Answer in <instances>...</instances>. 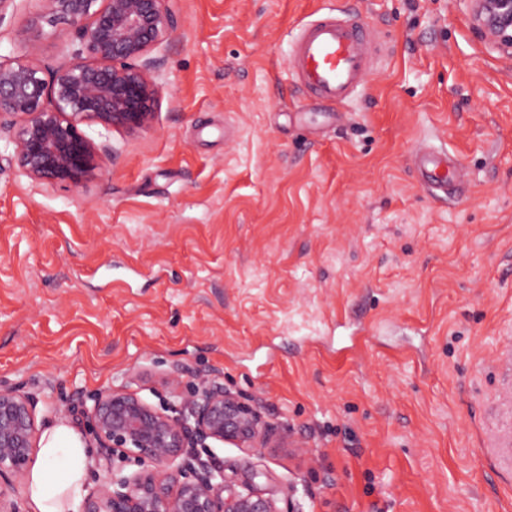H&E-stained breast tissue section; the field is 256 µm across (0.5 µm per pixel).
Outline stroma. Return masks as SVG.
<instances>
[{
	"instance_id": "35a3bbf8",
	"label": "stroma",
	"mask_w": 512,
	"mask_h": 512,
	"mask_svg": "<svg viewBox=\"0 0 512 512\" xmlns=\"http://www.w3.org/2000/svg\"><path fill=\"white\" fill-rule=\"evenodd\" d=\"M150 129L107 172L36 182L0 140V385L38 428H89L100 389L178 404L217 380L257 406L262 448L202 459L281 512H512V59L466 0H170ZM377 32L342 110L291 76L329 9ZM0 20V58L70 61ZM467 173L437 197L418 146ZM181 387V388H182Z\"/></svg>"
}]
</instances>
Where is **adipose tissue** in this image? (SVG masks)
<instances>
[{
	"label": "adipose tissue",
	"mask_w": 512,
	"mask_h": 512,
	"mask_svg": "<svg viewBox=\"0 0 512 512\" xmlns=\"http://www.w3.org/2000/svg\"><path fill=\"white\" fill-rule=\"evenodd\" d=\"M90 460L89 448L73 428L63 423L47 427L27 478L30 512H77Z\"/></svg>",
	"instance_id": "obj_1"
}]
</instances>
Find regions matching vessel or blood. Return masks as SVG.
Segmentation results:
<instances>
[{"label":"vessel or blood","mask_w":512,"mask_h":512,"mask_svg":"<svg viewBox=\"0 0 512 512\" xmlns=\"http://www.w3.org/2000/svg\"><path fill=\"white\" fill-rule=\"evenodd\" d=\"M374 36L356 14L328 11L300 29L292 47L296 83L313 97L340 107L362 86L373 67ZM425 187L447 192L463 180L461 168H449L447 154L419 148L414 156Z\"/></svg>","instance_id":"obj_1"}]
</instances>
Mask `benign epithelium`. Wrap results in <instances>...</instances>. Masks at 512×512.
Listing matches in <instances>:
<instances>
[{
	"label": "benign epithelium",
	"instance_id": "benign-epithelium-1",
	"mask_svg": "<svg viewBox=\"0 0 512 512\" xmlns=\"http://www.w3.org/2000/svg\"><path fill=\"white\" fill-rule=\"evenodd\" d=\"M473 30L512 57V0H467ZM75 29L72 60L45 78L30 62H0V132L9 134L13 160L30 179L75 189L105 170L115 153L82 126L104 131L151 126L161 59L153 52L174 27L168 0H41L29 19ZM176 415L136 392L105 388L82 404L107 476L82 502L81 512H281L277 500L246 493L189 449L212 439L252 444L265 433L256 407L216 382L188 391ZM35 406L16 388L0 387V512H22L12 498L36 450ZM138 469L124 472L126 459Z\"/></svg>",
	"mask_w": 512,
	"mask_h": 512
}]
</instances>
